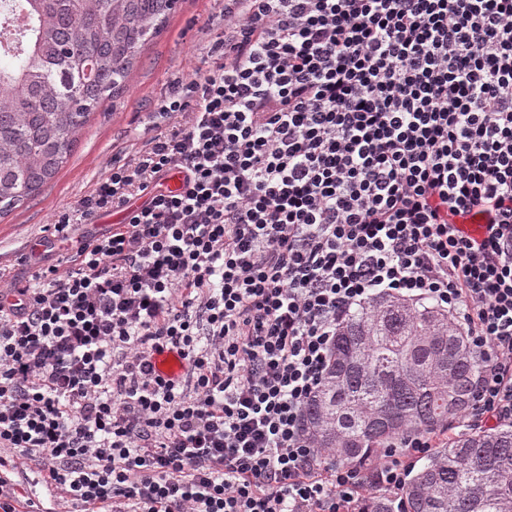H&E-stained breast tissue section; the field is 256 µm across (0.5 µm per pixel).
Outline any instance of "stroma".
Here are the masks:
<instances>
[{
  "label": "stroma",
  "mask_w": 512,
  "mask_h": 512,
  "mask_svg": "<svg viewBox=\"0 0 512 512\" xmlns=\"http://www.w3.org/2000/svg\"><path fill=\"white\" fill-rule=\"evenodd\" d=\"M221 0H180L159 37L146 47L129 88L95 114L68 163L38 196L0 219V271L25 281L35 267L55 263L46 242L57 215L89 194L114 158H128L152 134L150 111L173 74L200 76L211 67L212 24Z\"/></svg>",
  "instance_id": "obj_1"
}]
</instances>
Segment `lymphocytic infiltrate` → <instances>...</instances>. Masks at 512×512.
Returning <instances> with one entry per match:
<instances>
[{"mask_svg":"<svg viewBox=\"0 0 512 512\" xmlns=\"http://www.w3.org/2000/svg\"><path fill=\"white\" fill-rule=\"evenodd\" d=\"M211 50L55 220L63 258L0 289V512L31 505L6 489L22 459L55 512L399 493L437 436L363 470L302 429L337 328L382 294L466 330L483 374L462 426L512 424V0H224ZM116 218H120V213H105L98 216L94 221L95 224H77L73 226V236H82V235H101L107 233L110 229H112V224L118 223ZM93 221V222H94Z\"/></svg>","mask_w":512,"mask_h":512,"instance_id":"1","label":"lymphocytic infiltrate"}]
</instances>
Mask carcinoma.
<instances>
[{
  "mask_svg": "<svg viewBox=\"0 0 512 512\" xmlns=\"http://www.w3.org/2000/svg\"><path fill=\"white\" fill-rule=\"evenodd\" d=\"M177 0H0L22 17L0 44V217L59 174L91 115L127 88ZM482 361L464 331L427 304L377 297L341 326L304 426L358 464L407 433H437L471 411ZM363 512H512V425L448 436L395 498Z\"/></svg>",
  "mask_w": 512,
  "mask_h": 512,
  "instance_id": "1",
  "label": "carcinoma"
}]
</instances>
